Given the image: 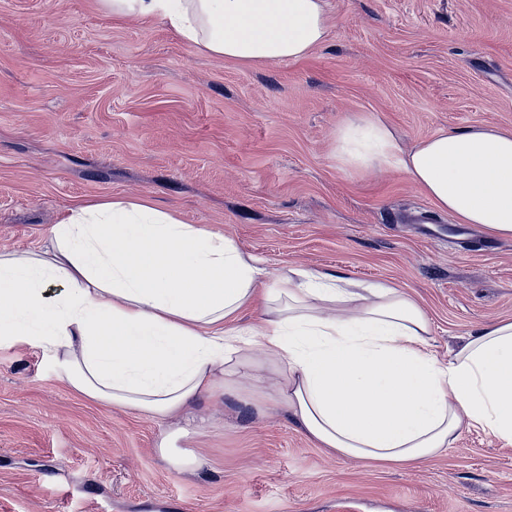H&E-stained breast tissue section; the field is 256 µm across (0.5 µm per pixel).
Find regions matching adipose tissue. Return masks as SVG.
<instances>
[{
  "label": "adipose tissue",
  "mask_w": 512,
  "mask_h": 512,
  "mask_svg": "<svg viewBox=\"0 0 512 512\" xmlns=\"http://www.w3.org/2000/svg\"><path fill=\"white\" fill-rule=\"evenodd\" d=\"M99 3L246 65L304 59L330 32L327 0ZM331 158L344 174L403 173L456 223L512 237V132L440 131L407 149L361 112L337 126ZM254 307L258 324H241ZM2 346L52 352L77 393L173 422L202 396L271 378L318 447L387 466L430 460L469 427L512 443V320L443 361L425 310L397 285L271 274L233 238L144 198L74 204L44 251L0 253Z\"/></svg>",
  "instance_id": "ef3b65f1"
}]
</instances>
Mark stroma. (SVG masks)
<instances>
[{
  "label": "stroma",
  "mask_w": 512,
  "mask_h": 512,
  "mask_svg": "<svg viewBox=\"0 0 512 512\" xmlns=\"http://www.w3.org/2000/svg\"><path fill=\"white\" fill-rule=\"evenodd\" d=\"M301 61L245 65L98 0H0V250L38 249L79 201L143 196L232 236L272 273L389 280L424 306L433 350L512 319V238L480 248L397 173L345 175L340 123L375 113L403 147L512 131V0H328ZM171 424L75 391L51 353L0 349V512H512V445L463 430L386 467L318 448L248 386ZM193 450L183 472L159 453Z\"/></svg>",
  "instance_id": "stroma-1"
}]
</instances>
